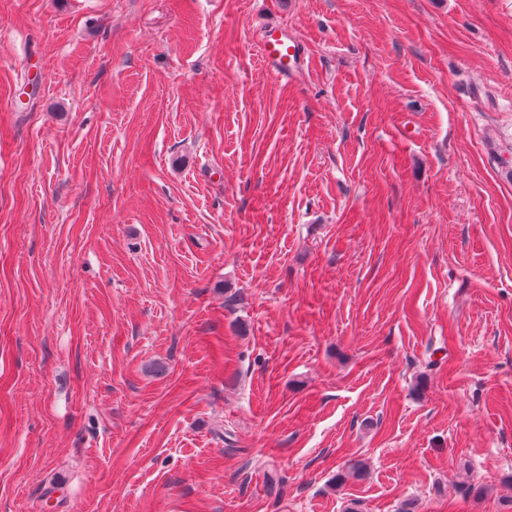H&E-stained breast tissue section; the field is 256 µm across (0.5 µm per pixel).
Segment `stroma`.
Segmentation results:
<instances>
[{"label": "stroma", "mask_w": 512, "mask_h": 512, "mask_svg": "<svg viewBox=\"0 0 512 512\" xmlns=\"http://www.w3.org/2000/svg\"><path fill=\"white\" fill-rule=\"evenodd\" d=\"M353 502L512 512V0H0V512ZM267 31L260 44L262 58L281 76H287L295 71L302 62V51L294 40L274 37Z\"/></svg>", "instance_id": "stroma-1"}]
</instances>
